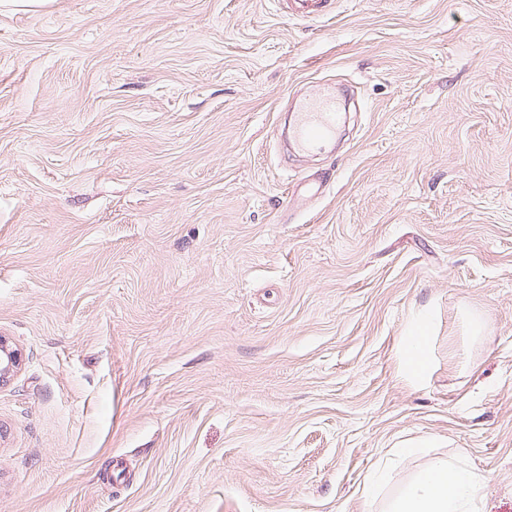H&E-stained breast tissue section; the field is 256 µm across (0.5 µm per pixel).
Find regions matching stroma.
Returning a JSON list of instances; mask_svg holds the SVG:
<instances>
[{
  "label": "stroma",
  "mask_w": 512,
  "mask_h": 512,
  "mask_svg": "<svg viewBox=\"0 0 512 512\" xmlns=\"http://www.w3.org/2000/svg\"><path fill=\"white\" fill-rule=\"evenodd\" d=\"M348 82L292 195L278 116ZM0 334V512H369L410 440L512 512V0L0 14ZM286 5L288 16L303 20L316 19L326 15L334 0H280ZM431 318L423 317L414 322L400 336L399 346L407 371L417 375L427 369L432 357ZM22 353L6 336H0V385L7 383L19 370ZM414 449L415 448H391L385 459L381 460L376 468L364 477V489L371 497H373L375 489L380 488L390 479L393 462Z\"/></svg>",
  "instance_id": "obj_1"
}]
</instances>
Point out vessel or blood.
<instances>
[{"mask_svg":"<svg viewBox=\"0 0 512 512\" xmlns=\"http://www.w3.org/2000/svg\"><path fill=\"white\" fill-rule=\"evenodd\" d=\"M289 16L303 20L326 15L334 0H281ZM343 119L333 94L307 95L297 100L293 121L288 132L292 150L307 152L318 143L332 138Z\"/></svg>","mask_w":512,"mask_h":512,"instance_id":"vessel-or-blood-1","label":"vessel or blood"}]
</instances>
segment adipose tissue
<instances>
[{
    "mask_svg": "<svg viewBox=\"0 0 512 512\" xmlns=\"http://www.w3.org/2000/svg\"><path fill=\"white\" fill-rule=\"evenodd\" d=\"M399 346L410 374L426 370L432 357L430 318L414 322ZM484 482L460 460L434 456L384 501L380 512H478Z\"/></svg>",
    "mask_w": 512,
    "mask_h": 512,
    "instance_id": "1",
    "label": "adipose tissue"
}]
</instances>
